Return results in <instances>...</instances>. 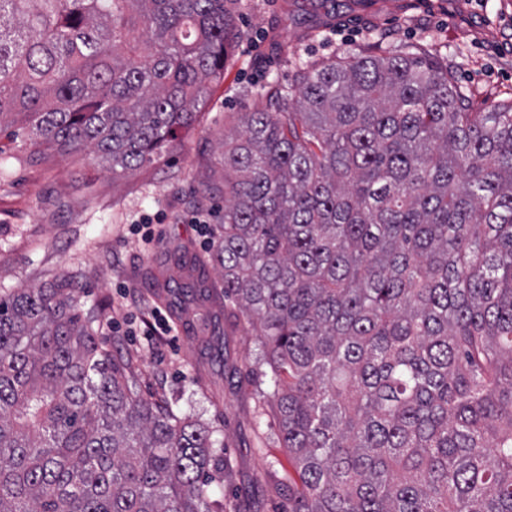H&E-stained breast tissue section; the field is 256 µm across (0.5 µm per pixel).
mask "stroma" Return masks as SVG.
I'll use <instances>...</instances> for the list:
<instances>
[{
	"mask_svg": "<svg viewBox=\"0 0 512 512\" xmlns=\"http://www.w3.org/2000/svg\"><path fill=\"white\" fill-rule=\"evenodd\" d=\"M241 38L224 79L211 87L192 125L160 157L112 171L95 153L67 154L0 134V297L80 270L84 304L100 303L103 329L134 361L142 394L168 399L178 416L211 433L217 464L202 475L224 512H288L294 471L281 448L271 402L253 372L258 346L245 319L224 318L205 300L190 255L212 252L222 233L224 198L202 207L199 185L220 186L218 142L233 112L253 109L252 93L287 82L296 63L341 56L372 44L425 43L447 59L459 86L485 100L512 99V0H232ZM207 223H195L197 213ZM160 214L155 241L131 232L141 214ZM155 279H148L147 271ZM159 309L173 329L146 339ZM220 320L213 340L211 320Z\"/></svg>",
	"mask_w": 512,
	"mask_h": 512,
	"instance_id": "1",
	"label": "stroma"
}]
</instances>
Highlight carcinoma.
Returning <instances> with one entry per match:
<instances>
[{
    "mask_svg": "<svg viewBox=\"0 0 512 512\" xmlns=\"http://www.w3.org/2000/svg\"><path fill=\"white\" fill-rule=\"evenodd\" d=\"M225 2L0 0V129L138 168L224 80ZM254 96L192 270L257 333L289 512H512V101L420 44ZM81 277L0 298V512H215L209 431L136 390Z\"/></svg>",
    "mask_w": 512,
    "mask_h": 512,
    "instance_id": "obj_1",
    "label": "carcinoma"
}]
</instances>
